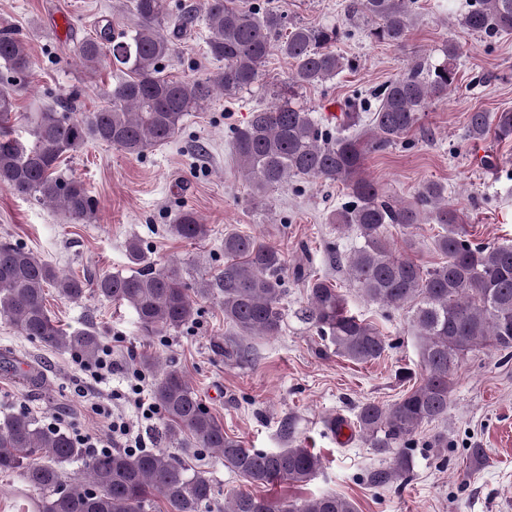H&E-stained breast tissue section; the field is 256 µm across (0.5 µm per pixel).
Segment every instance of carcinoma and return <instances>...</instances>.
I'll return each instance as SVG.
<instances>
[{
    "mask_svg": "<svg viewBox=\"0 0 512 512\" xmlns=\"http://www.w3.org/2000/svg\"><path fill=\"white\" fill-rule=\"evenodd\" d=\"M416 0H350L348 15L362 21L367 35L400 47L404 44ZM135 23L114 32L107 23L76 41L72 59L92 72L113 64L124 77L107 86L105 107L78 115L80 93L73 89L53 105L32 103L23 119L31 136H14L16 87L33 70L27 43L0 30V67L9 78L0 83V187L63 211L76 222L91 220L96 202L83 184L59 170L63 160L90 143L139 155L170 142L184 117L205 107L216 95L234 97L261 81L262 66L277 52L293 64L275 102L250 113L234 130L232 147L253 194L264 197L292 177L340 183L346 201L330 223L355 231L360 239L346 256L350 278L370 302L410 313L419 341L422 373L418 384L390 404L358 407L356 427L388 466L371 476L376 485L408 474L409 448L426 424L448 416L454 376L470 353L491 348L512 358V245L475 244L457 210L448 206L445 188L434 181L421 186L405 203L365 174L366 155L397 144L419 126L422 112L458 82L462 46L449 41L442 61L419 62L369 97H353L329 120L317 117L297 98L300 89L334 79L354 62L332 49L339 30L294 24L274 8L246 9L239 0H202L171 9L167 0H126ZM203 23L207 55L216 71L195 80L175 79L161 68L173 59L177 42ZM460 25L471 33H512V0H473ZM369 128L358 130L363 115ZM468 140H512V110H474L466 117ZM434 216L442 232L434 249L443 261L425 268L396 247L389 228H409L424 214ZM171 236L197 242L208 225L189 208L169 225ZM127 273L93 279L62 275L31 250L0 241V318L23 336L94 360L101 350L97 330L89 325L69 330L52 319L48 289L68 300L81 299L93 281L95 294L131 306L146 336H163L193 321L195 298L217 293L224 322L243 336H277L286 309L282 252L259 239L224 234V268L192 288L182 280L175 260L157 269L140 241L126 246ZM336 353L368 363L382 358L390 344L378 328L351 313L346 298L327 278L309 284L308 301L298 312ZM154 373L152 397L161 411L169 439L180 448H207L224 466L250 484L268 486L286 480L305 483L322 468L319 455L301 446L261 452L245 448L224 433V426L201 402L181 372L142 360ZM83 462L81 475L68 480L64 464ZM0 473L15 475L42 493L40 512H151L155 500L166 512H356L346 497L322 494L300 501L274 499L257 492H236L217 500L213 483L160 449L93 455L70 434L41 423L28 412L0 421Z\"/></svg>",
    "mask_w": 512,
    "mask_h": 512,
    "instance_id": "cac0c4a2",
    "label": "carcinoma"
}]
</instances>
